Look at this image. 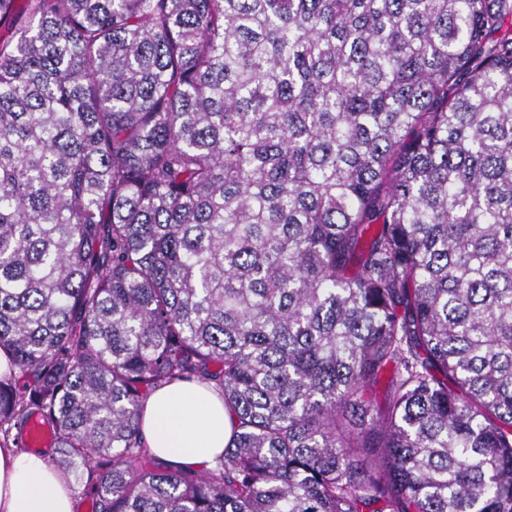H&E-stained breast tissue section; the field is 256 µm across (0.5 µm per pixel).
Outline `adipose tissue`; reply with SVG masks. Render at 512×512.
Instances as JSON below:
<instances>
[{
  "mask_svg": "<svg viewBox=\"0 0 512 512\" xmlns=\"http://www.w3.org/2000/svg\"><path fill=\"white\" fill-rule=\"evenodd\" d=\"M233 419L212 389L194 381L156 390L141 429L150 452L179 466H212L233 432ZM0 512H75L64 477L38 452L0 447Z\"/></svg>",
  "mask_w": 512,
  "mask_h": 512,
  "instance_id": "obj_1",
  "label": "adipose tissue"
}]
</instances>
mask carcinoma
<instances>
[{
	"instance_id": "carcinoma-1",
	"label": "carcinoma",
	"mask_w": 512,
	"mask_h": 512,
	"mask_svg": "<svg viewBox=\"0 0 512 512\" xmlns=\"http://www.w3.org/2000/svg\"><path fill=\"white\" fill-rule=\"evenodd\" d=\"M2 22L4 438L93 512H512V0ZM194 379L206 471L141 435ZM224 400L195 381L156 390L145 404L141 429L150 452L179 466L210 467L233 432Z\"/></svg>"
}]
</instances>
